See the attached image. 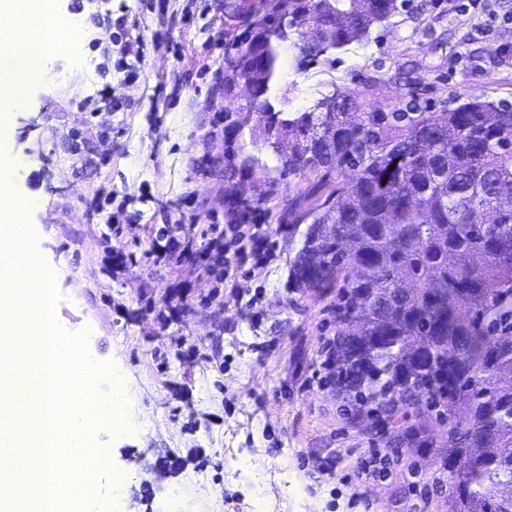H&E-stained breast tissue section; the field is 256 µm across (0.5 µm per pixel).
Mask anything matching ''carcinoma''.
<instances>
[{
    "mask_svg": "<svg viewBox=\"0 0 512 512\" xmlns=\"http://www.w3.org/2000/svg\"><path fill=\"white\" fill-rule=\"evenodd\" d=\"M266 3L236 72L266 139L284 148L290 173L351 178L307 215L312 222L291 270L293 287L336 289L333 382L343 410L388 419L426 398L448 421V512H512V108L471 101L446 112L370 106L346 119L351 95L319 112L275 109L283 44L295 18L321 28L297 43L300 66L359 42L390 19L396 0ZM501 486L490 501L484 489Z\"/></svg>",
    "mask_w": 512,
    "mask_h": 512,
    "instance_id": "cac0c4a2",
    "label": "carcinoma"
}]
</instances>
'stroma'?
<instances>
[{"label": "stroma", "mask_w": 512, "mask_h": 512, "mask_svg": "<svg viewBox=\"0 0 512 512\" xmlns=\"http://www.w3.org/2000/svg\"><path fill=\"white\" fill-rule=\"evenodd\" d=\"M225 2L54 0L89 29L0 140L20 162L19 194L40 196L29 220L54 271L55 319L88 331L90 357L128 397V430L92 429L110 470L95 495L117 497L116 512H448L434 449L407 447L403 420H350L327 381L336 294L289 287L288 274L300 216L336 182L283 174L234 68L257 0H236L238 14ZM105 12L119 28L95 23ZM296 56L285 43L291 113L353 91L428 112L512 107V23L455 0H406L334 63L302 70ZM167 224L181 227L174 239L158 235ZM231 224L275 243L245 279L217 264ZM169 458L179 470L159 477Z\"/></svg>", "instance_id": "obj_1"}]
</instances>
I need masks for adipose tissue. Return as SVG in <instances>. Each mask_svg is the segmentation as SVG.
Instances as JSON below:
<instances>
[{"label":"adipose tissue","instance_id":"1","mask_svg":"<svg viewBox=\"0 0 512 512\" xmlns=\"http://www.w3.org/2000/svg\"><path fill=\"white\" fill-rule=\"evenodd\" d=\"M84 33L76 18L61 16L36 0H0V113L20 108L29 82L48 78L58 50V35Z\"/></svg>","mask_w":512,"mask_h":512}]
</instances>
